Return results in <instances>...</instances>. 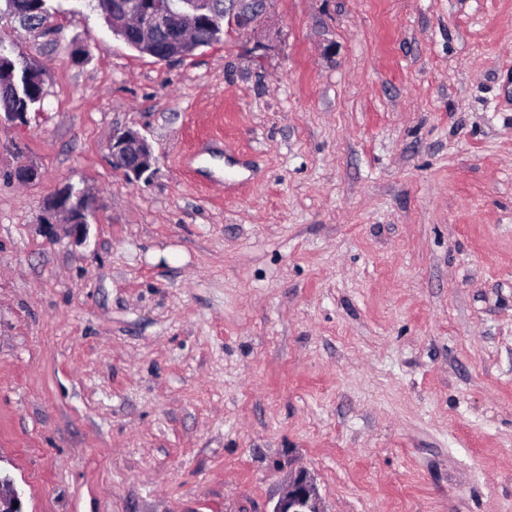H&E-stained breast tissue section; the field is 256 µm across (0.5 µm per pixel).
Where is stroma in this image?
<instances>
[{
	"label": "stroma",
	"instance_id": "1",
	"mask_svg": "<svg viewBox=\"0 0 512 512\" xmlns=\"http://www.w3.org/2000/svg\"><path fill=\"white\" fill-rule=\"evenodd\" d=\"M48 6L0 16L44 88L0 126L25 512H270L297 467L325 512H512V0H269L167 62ZM67 183L81 245L37 227ZM48 0H6L11 15L31 27H39L49 16ZM110 149L112 163L136 179L148 177L156 162L146 137L130 128L113 130Z\"/></svg>",
	"mask_w": 512,
	"mask_h": 512
}]
</instances>
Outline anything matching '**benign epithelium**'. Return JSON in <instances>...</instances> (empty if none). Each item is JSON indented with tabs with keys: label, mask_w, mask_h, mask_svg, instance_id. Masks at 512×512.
I'll list each match as a JSON object with an SVG mask.
<instances>
[{
	"label": "benign epithelium",
	"mask_w": 512,
	"mask_h": 512,
	"mask_svg": "<svg viewBox=\"0 0 512 512\" xmlns=\"http://www.w3.org/2000/svg\"><path fill=\"white\" fill-rule=\"evenodd\" d=\"M201 7L192 8L186 0H116L112 5V21L126 28L135 25L143 42L149 43L155 34L171 27L176 36L171 46V57H182L196 50L193 36L201 25L208 23L212 0H198ZM266 0H224V21L238 31L256 29L265 12ZM112 163L136 179L149 174L156 158L146 137L137 130L115 129L110 143ZM98 198L85 190L73 191L63 186L48 201L47 215L40 229L54 239L58 229L76 244L86 241L89 216L97 209ZM21 503L8 477L0 476V512H23ZM270 512H325L314 479L303 468L288 475L287 485Z\"/></svg>",
	"instance_id": "7a95c632"
}]
</instances>
